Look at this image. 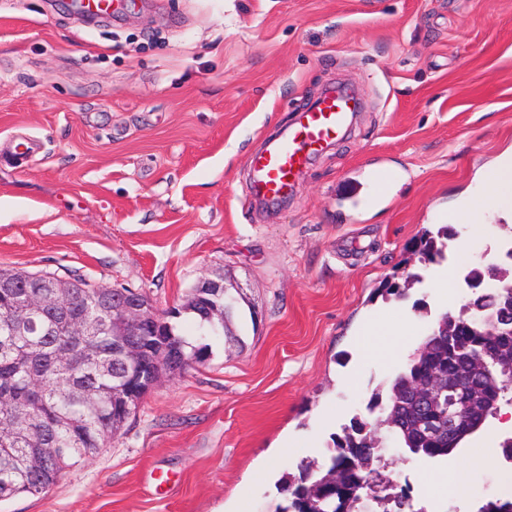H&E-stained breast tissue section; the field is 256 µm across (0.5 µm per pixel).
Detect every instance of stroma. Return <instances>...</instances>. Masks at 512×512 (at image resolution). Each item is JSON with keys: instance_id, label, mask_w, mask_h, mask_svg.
Returning <instances> with one entry per match:
<instances>
[{"instance_id": "1", "label": "stroma", "mask_w": 512, "mask_h": 512, "mask_svg": "<svg viewBox=\"0 0 512 512\" xmlns=\"http://www.w3.org/2000/svg\"><path fill=\"white\" fill-rule=\"evenodd\" d=\"M337 85L358 95L350 130L286 204L259 206L250 156ZM505 161L512 0H138L93 24L63 0H0V266L129 288L159 313L206 279L242 297L236 341L163 378L48 495L0 512H282L283 473L327 462L435 317L462 312L471 288L456 279L438 301L414 248L493 193L485 174ZM377 169L392 179L376 200ZM455 230L449 265L500 264L512 246L503 212ZM393 327L403 354L372 355ZM511 409L444 457L389 441L404 512L511 500L497 461ZM428 473L460 496H428Z\"/></svg>"}]
</instances>
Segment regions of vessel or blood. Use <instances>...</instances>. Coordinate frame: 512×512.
Here are the masks:
<instances>
[{
	"mask_svg": "<svg viewBox=\"0 0 512 512\" xmlns=\"http://www.w3.org/2000/svg\"><path fill=\"white\" fill-rule=\"evenodd\" d=\"M353 100V95L347 91H328L319 107L304 113L288 138L270 140L261 153L251 156L256 195L267 201L286 196L292 189L297 170L349 126ZM506 201H512V179L502 178L498 181L497 196L473 199L461 211L449 214L448 221L452 224L481 223L487 212Z\"/></svg>",
	"mask_w": 512,
	"mask_h": 512,
	"instance_id": "b4317fda",
	"label": "vessel or blood"
}]
</instances>
